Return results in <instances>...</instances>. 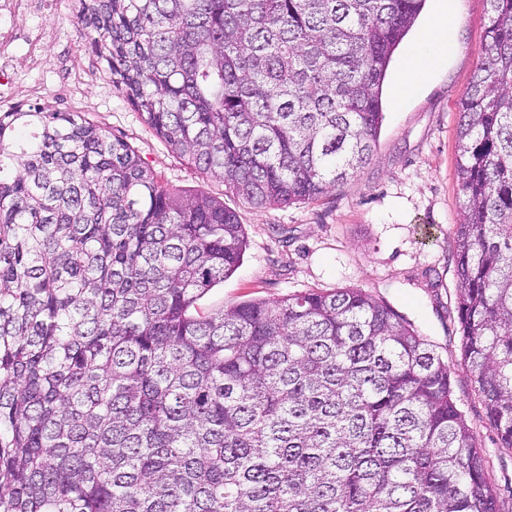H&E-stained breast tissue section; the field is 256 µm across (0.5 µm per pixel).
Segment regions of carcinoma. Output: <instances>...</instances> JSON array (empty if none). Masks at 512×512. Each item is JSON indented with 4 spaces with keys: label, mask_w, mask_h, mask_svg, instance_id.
I'll return each mask as SVG.
<instances>
[{
    "label": "carcinoma",
    "mask_w": 512,
    "mask_h": 512,
    "mask_svg": "<svg viewBox=\"0 0 512 512\" xmlns=\"http://www.w3.org/2000/svg\"><path fill=\"white\" fill-rule=\"evenodd\" d=\"M459 106L458 319L512 449V0ZM425 0H82L169 148L259 208L367 164ZM244 225L81 112H0V512H499L448 364L361 288L202 313Z\"/></svg>",
    "instance_id": "obj_1"
}]
</instances>
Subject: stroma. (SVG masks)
<instances>
[{"mask_svg": "<svg viewBox=\"0 0 512 512\" xmlns=\"http://www.w3.org/2000/svg\"><path fill=\"white\" fill-rule=\"evenodd\" d=\"M439 6V0H427L393 54L371 161L346 185L312 203L254 208L226 193L219 178L200 174L172 153L113 89L103 63L82 46L74 15L52 19L61 32L50 49L54 68L22 72L19 84L42 85L50 108L85 113L122 138L171 188L208 192L237 212L248 248L233 275L200 299L202 308L355 287L406 318L447 361L457 406L484 458L499 512H512V450L500 446L473 390L457 313L456 126L460 100L482 59L486 0H450L453 47L447 60L411 97H397L405 57ZM82 74L90 84L77 96L70 81Z\"/></svg>", "mask_w": 512, "mask_h": 512, "instance_id": "obj_1", "label": "stroma"}]
</instances>
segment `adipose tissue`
Returning <instances> with one entry per match:
<instances>
[{"label":"adipose tissue","instance_id":"adipose-tissue-1","mask_svg":"<svg viewBox=\"0 0 512 512\" xmlns=\"http://www.w3.org/2000/svg\"><path fill=\"white\" fill-rule=\"evenodd\" d=\"M452 43V19L448 6H441L415 47L408 53L398 84L400 96L413 93L445 61Z\"/></svg>","mask_w":512,"mask_h":512}]
</instances>
